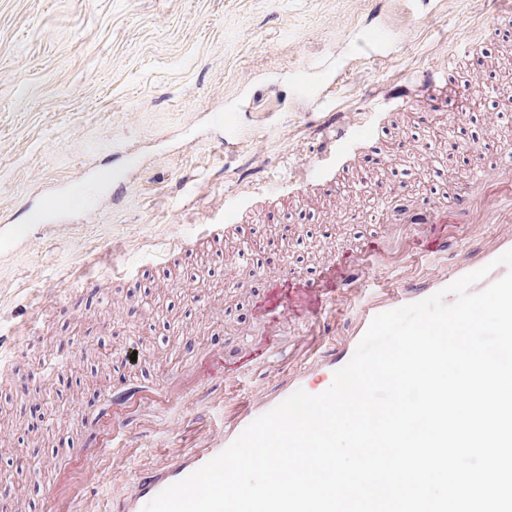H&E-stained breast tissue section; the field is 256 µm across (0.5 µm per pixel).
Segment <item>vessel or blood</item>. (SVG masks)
Segmentation results:
<instances>
[{
	"label": "vessel or blood",
	"instance_id": "b4317fda",
	"mask_svg": "<svg viewBox=\"0 0 512 512\" xmlns=\"http://www.w3.org/2000/svg\"><path fill=\"white\" fill-rule=\"evenodd\" d=\"M446 84L445 76L426 73L421 80L420 94L403 97L401 105L418 119H427L435 111L436 97ZM379 131L375 119L367 122L338 119L327 127L325 143L313 161L309 177L289 182V189L300 193L336 190L347 158L358 147L367 145ZM507 179L503 171L478 167L471 183L485 188L482 198L461 195L456 197L451 210L436 208L417 215V223L440 226L442 232L434 238L430 249L405 260L404 272H389L381 253L373 250L357 258L329 262L325 276L316 281L273 277L271 293L261 309L270 322L281 323L291 306H299L309 335L316 338V348L307 357L306 368L289 369L287 378L258 391L241 389L239 377H232L228 388L237 394L236 409L224 406L172 421L166 430L169 445L174 449L171 459L161 467L137 471L132 495L118 503L116 512H142L144 505L165 488L221 454L252 421L294 391L323 393L335 372L352 357L378 314L423 300L485 266L490 272L474 284V291L501 279L506 269L496 265L495 260L512 250V236L489 247L469 250L461 247L455 236L444 232L443 226L451 213L463 224L471 223L477 215L487 224L503 223L504 198L493 193L492 188ZM250 204L247 198L225 204L220 223L205 225L203 237H222L225 225L238 223ZM420 264L431 266L432 274H413V267ZM138 437L132 413L107 409L89 444L67 449L59 470L46 478L48 512H99L98 497L104 492V462L124 457L126 448Z\"/></svg>",
	"mask_w": 512,
	"mask_h": 512
}]
</instances>
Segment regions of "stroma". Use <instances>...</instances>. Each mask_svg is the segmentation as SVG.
<instances>
[{"instance_id": "1", "label": "stroma", "mask_w": 512, "mask_h": 512, "mask_svg": "<svg viewBox=\"0 0 512 512\" xmlns=\"http://www.w3.org/2000/svg\"><path fill=\"white\" fill-rule=\"evenodd\" d=\"M496 13L494 0H0V512H43L46 476L87 441L107 398L139 409L141 432L160 441L171 416L223 399L202 360L233 368L247 343H298L296 322L278 327L259 310L280 257L312 281L334 245L401 260L432 235L358 184L403 189L400 209H446L476 165L512 168L498 145L512 140V115L461 111L451 94L427 125L387 109L373 156L343 169L349 212L333 217L326 192L281 195L271 218L263 207L274 183L308 171L327 113L354 118L411 93L406 78L443 69L461 42L478 46L501 91L512 28ZM364 30L388 38L381 55L355 52ZM413 149L425 163L406 160ZM98 165L132 169L122 201L96 183ZM71 190L83 206L44 212L52 192ZM242 195L256 203L246 221L174 249ZM259 238L254 275L225 278L231 255ZM128 259L140 262L133 275L112 276ZM92 267L99 283L85 296L77 283ZM32 312L28 336L19 324ZM134 345L139 360L124 362L117 348ZM170 382L184 405L153 407ZM162 461L160 448L130 447L112 464L113 497Z\"/></svg>"}]
</instances>
